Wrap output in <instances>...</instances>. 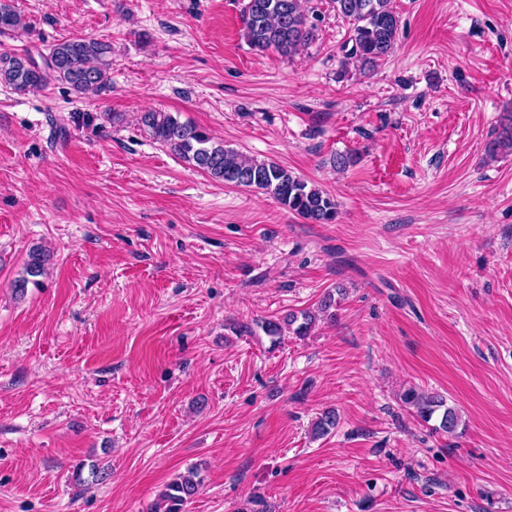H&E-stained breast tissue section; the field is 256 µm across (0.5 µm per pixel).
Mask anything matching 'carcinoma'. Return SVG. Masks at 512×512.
<instances>
[{"label": "carcinoma", "mask_w": 512, "mask_h": 512, "mask_svg": "<svg viewBox=\"0 0 512 512\" xmlns=\"http://www.w3.org/2000/svg\"><path fill=\"white\" fill-rule=\"evenodd\" d=\"M333 4L336 13L351 25L352 45L348 57L373 68L389 56L399 29V17L391 0H333ZM242 22L243 37L257 52L275 50L281 55H290L316 37V25L309 20L303 0H248ZM24 28L26 24L21 15L8 0H0V33ZM111 53L110 44L92 37L61 40L39 61L28 49L3 51L0 52V83L21 94L58 83L80 95H96L109 85ZM139 123L154 140L215 181L263 190L291 213L312 223L336 221L338 211L334 198L278 163L248 158L228 149L206 129L181 121L177 113L142 112ZM49 261L46 250L33 248L22 276L14 281L17 292L24 293L30 283L38 284ZM335 305L334 295L329 292L315 312H291L281 318L257 321L253 326L234 324L232 332L252 334L258 327L274 343L286 331L303 337L311 332L319 318L333 317L330 309ZM403 402L426 423L437 411H442L439 429L448 434L458 425L455 410L446 406L445 399L438 394L409 389L403 395ZM337 420L336 411L322 412L314 424V434L318 437L328 434L336 427ZM202 482L199 467H189L160 492L155 508L162 512H182L183 505L199 493Z\"/></svg>", "instance_id": "obj_1"}]
</instances>
